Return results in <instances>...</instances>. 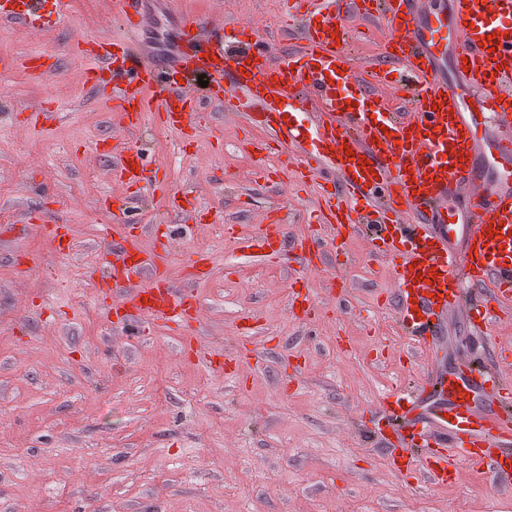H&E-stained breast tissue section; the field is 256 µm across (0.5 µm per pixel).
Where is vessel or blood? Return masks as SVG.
<instances>
[{"mask_svg": "<svg viewBox=\"0 0 512 512\" xmlns=\"http://www.w3.org/2000/svg\"><path fill=\"white\" fill-rule=\"evenodd\" d=\"M391 30L382 63L357 67L343 39L358 0H288L304 44L278 57L259 32L240 26L234 45L206 17L144 46L139 0H112L123 36L90 37L83 55L87 81L112 74L115 109L128 126L144 115L177 130H195L201 102L193 81L204 76L209 101L243 113L262 138L253 154L277 142L302 176L329 174L341 187L328 196L324 223L336 234L366 226L372 251L391 257L398 314L431 370L403 393L378 404L393 437L386 451L397 469L422 468L439 484L459 476L458 450L472 466L512 479V402L493 373L471 360L448 362L441 326L448 314L481 298L463 285L489 284L512 298V0H377ZM68 0H17L0 5V20L40 29L47 13L65 16ZM233 94H226V87ZM114 179L133 186L148 165L140 149L114 145ZM115 203L104 251L109 279L126 287L114 310L133 308L150 327L188 324L198 303L188 290L163 287V258L142 251ZM466 243L463 254L454 240ZM282 224L242 240L244 256L286 247Z\"/></svg>", "mask_w": 512, "mask_h": 512, "instance_id": "vessel-or-blood-1", "label": "vessel or blood"}]
</instances>
